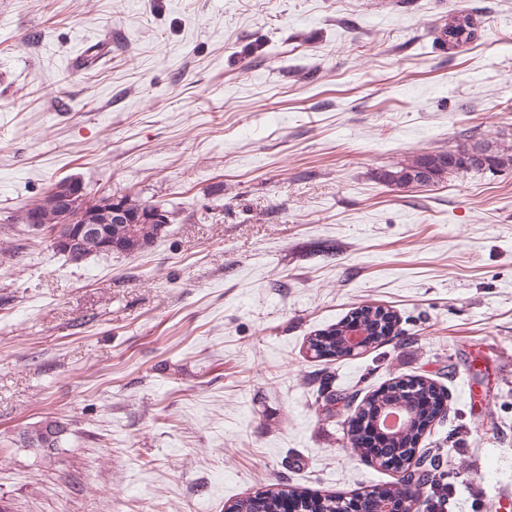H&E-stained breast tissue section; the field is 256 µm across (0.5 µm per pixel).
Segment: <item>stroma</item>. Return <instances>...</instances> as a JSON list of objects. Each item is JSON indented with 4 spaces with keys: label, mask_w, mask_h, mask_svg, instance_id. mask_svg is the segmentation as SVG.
<instances>
[{
    "label": "stroma",
    "mask_w": 512,
    "mask_h": 512,
    "mask_svg": "<svg viewBox=\"0 0 512 512\" xmlns=\"http://www.w3.org/2000/svg\"><path fill=\"white\" fill-rule=\"evenodd\" d=\"M477 38L434 43L449 9ZM512 146V0H0V512H225L284 483L383 488L344 407L442 388L444 512L512 495V168L397 188L422 152ZM74 178L174 210L80 263L15 218ZM362 305L400 338L322 360ZM482 394L486 405L472 401ZM68 425L52 454L22 431ZM53 424H59L62 429L64 430V434L54 443V447L52 448H46L48 450H52L54 448L60 447V444L62 442L63 437L67 433V427L64 425V423L58 421L57 419H45L38 423V425L32 426L31 428L24 430L22 434L20 435V439L24 444L25 448H30L36 452H42L44 451L41 447V444L44 442L45 439V432L44 430Z\"/></svg>",
    "instance_id": "obj_1"
}]
</instances>
